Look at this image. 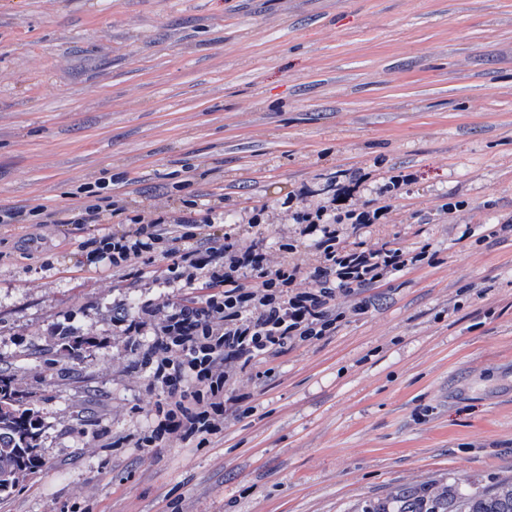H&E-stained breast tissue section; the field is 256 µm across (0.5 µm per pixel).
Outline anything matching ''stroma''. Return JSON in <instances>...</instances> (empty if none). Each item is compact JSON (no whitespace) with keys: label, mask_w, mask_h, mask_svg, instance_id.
Masks as SVG:
<instances>
[{"label":"stroma","mask_w":512,"mask_h":512,"mask_svg":"<svg viewBox=\"0 0 512 512\" xmlns=\"http://www.w3.org/2000/svg\"><path fill=\"white\" fill-rule=\"evenodd\" d=\"M340 170L390 208L363 240L433 263L337 294L336 333L238 374L251 411L208 443L113 447L151 423L117 314L208 290L87 241L164 215L211 220L202 248L275 247L288 193L322 205ZM101 178L111 212L70 223ZM0 211L27 215L0 223V369L41 419L0 512H373L512 483V0H0ZM66 332L101 344L71 356Z\"/></svg>","instance_id":"stroma-1"}]
</instances>
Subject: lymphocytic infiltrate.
<instances>
[{"label": "lymphocytic infiltrate", "instance_id": "lymphocytic-infiltrate-1", "mask_svg": "<svg viewBox=\"0 0 512 512\" xmlns=\"http://www.w3.org/2000/svg\"><path fill=\"white\" fill-rule=\"evenodd\" d=\"M358 187L356 176L342 171L328 205L295 208L294 223L316 256L309 269L273 262L263 240L241 244L234 234L196 248L188 219L173 221L178 231L169 247L174 262L170 279L194 283L205 277L213 294L191 305L144 304L139 317L122 331L134 354V367L148 374L161 392L151 404L152 428L129 437L136 448L207 442L220 434L242 395L231 388L235 375L254 368L291 343L311 342L335 333L343 315L337 292L371 287L431 263L427 248L409 250L392 242L375 248L348 242L343 225L361 228L376 223L383 208H343ZM164 217L132 218L131 229L118 237L95 239L93 260L115 267L131 266L157 252ZM309 287L299 288L298 279Z\"/></svg>", "mask_w": 512, "mask_h": 512}]
</instances>
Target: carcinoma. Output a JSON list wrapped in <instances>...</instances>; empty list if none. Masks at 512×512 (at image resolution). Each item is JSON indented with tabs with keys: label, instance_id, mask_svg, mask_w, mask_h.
Here are the masks:
<instances>
[{
	"label": "carcinoma",
	"instance_id": "obj_1",
	"mask_svg": "<svg viewBox=\"0 0 512 512\" xmlns=\"http://www.w3.org/2000/svg\"><path fill=\"white\" fill-rule=\"evenodd\" d=\"M0 403L10 405L0 413V469H15L20 464L26 471L36 468L37 419L23 408L24 397L9 391L1 380ZM392 512H512V485L491 494L465 495L460 502L411 498L401 501Z\"/></svg>",
	"mask_w": 512,
	"mask_h": 512
}]
</instances>
